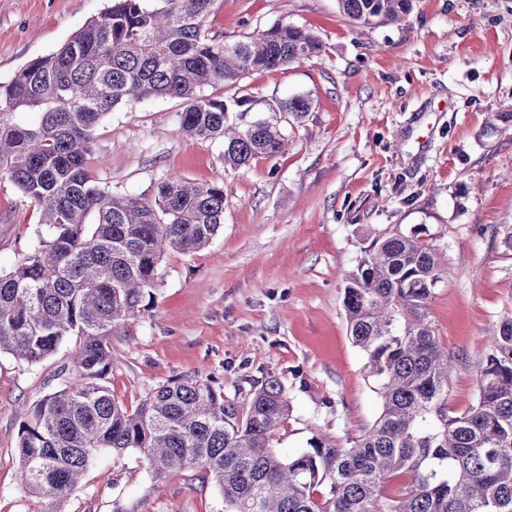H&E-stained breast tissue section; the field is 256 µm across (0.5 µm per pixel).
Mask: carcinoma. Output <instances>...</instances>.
I'll use <instances>...</instances> for the list:
<instances>
[{
    "label": "carcinoma",
    "instance_id": "1",
    "mask_svg": "<svg viewBox=\"0 0 512 512\" xmlns=\"http://www.w3.org/2000/svg\"><path fill=\"white\" fill-rule=\"evenodd\" d=\"M217 0H113L52 52L0 82V177L41 212L50 237L0 275V353L30 364L79 338L62 372L70 381L33 404L20 429L23 486L61 501L94 455L134 449L155 482L209 472L225 512H512V317L503 320L476 370L477 395L448 408L456 357L440 345L428 306L445 268L426 242L399 231L347 275L344 307L353 343L367 356L382 412L346 444L315 436L283 456L275 441L290 416L283 385L266 380L240 398L195 377L160 384L130 408L112 395L110 337L142 313L167 250L210 245L224 224V185L181 178L153 197H120L93 184L94 131L122 104L182 102L184 131L224 145V165L274 158L281 123L300 122L312 99L297 95L255 110L249 97L217 91L245 75L323 52L288 23L237 40L212 35ZM368 26L390 24L412 0H339ZM36 111L28 125L21 115ZM399 481L394 494L390 483Z\"/></svg>",
    "mask_w": 512,
    "mask_h": 512
}]
</instances>
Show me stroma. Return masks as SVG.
Returning a JSON list of instances; mask_svg holds the SVG:
<instances>
[{
	"mask_svg": "<svg viewBox=\"0 0 512 512\" xmlns=\"http://www.w3.org/2000/svg\"><path fill=\"white\" fill-rule=\"evenodd\" d=\"M108 0H0V81L49 53ZM276 23L312 30L320 56L255 71L225 97L258 105L308 95L285 124L288 150L241 169L221 142L189 136L179 100L146 98L110 112L88 160L116 196L148 197L173 176L224 186V228L205 249L165 252L154 297L112 335L109 386L126 406L169 379L194 375L225 395L273 377L291 416L277 447L306 448L313 430L337 440L370 429L378 383L352 341L345 277L397 229L429 243L445 268L429 315L457 358L448 406L465 412L488 336L512 315V0H413L398 24L363 26L338 0H217L211 34L254 36ZM36 206L0 177V274L48 237ZM75 339L30 365L0 354V512H224L213 477L194 468L152 483L138 451L100 452L59 504L21 484L16 448L29 407L64 387Z\"/></svg>",
	"mask_w": 512,
	"mask_h": 512,
	"instance_id": "obj_1",
	"label": "stroma"
}]
</instances>
